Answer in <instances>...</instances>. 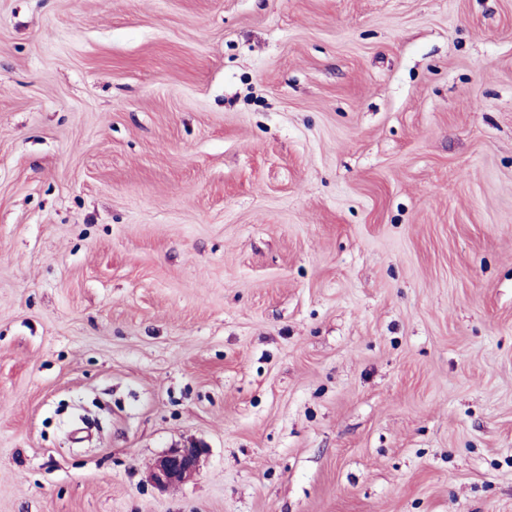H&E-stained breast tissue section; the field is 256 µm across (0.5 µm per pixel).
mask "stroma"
<instances>
[{
	"label": "stroma",
	"instance_id": "1",
	"mask_svg": "<svg viewBox=\"0 0 512 512\" xmlns=\"http://www.w3.org/2000/svg\"><path fill=\"white\" fill-rule=\"evenodd\" d=\"M0 512H512V0H0ZM202 448H175L150 467L147 481L159 489L193 480L200 471Z\"/></svg>",
	"mask_w": 512,
	"mask_h": 512
}]
</instances>
